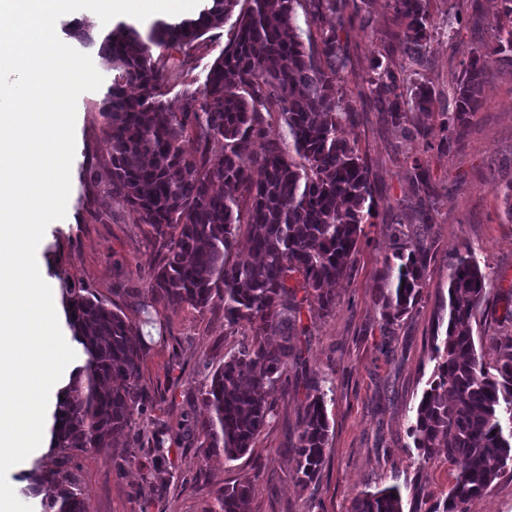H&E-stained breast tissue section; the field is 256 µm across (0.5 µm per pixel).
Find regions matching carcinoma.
<instances>
[{"label":"carcinoma","instance_id":"cac0c4a2","mask_svg":"<svg viewBox=\"0 0 512 512\" xmlns=\"http://www.w3.org/2000/svg\"><path fill=\"white\" fill-rule=\"evenodd\" d=\"M240 0H207L195 18L158 22L147 35L120 24L102 39L98 54L120 68L102 99V134L110 145V193L124 199L137 224L154 234L159 261L148 288L155 303L224 311L228 327H246L249 339L224 363H203L199 401L208 417L192 440L202 461L218 450L235 460L245 455L274 415L273 394L287 388L301 359L297 343L304 303L314 300L327 314L335 305L331 286L348 276L361 225L372 217L371 172L358 149L341 136L355 117L354 101L336 87L350 59L340 32L351 0H249L231 25L224 52L202 87L172 107L164 87L182 81L193 50L211 28L229 19ZM402 34L399 50L413 66L425 63L431 38L427 0H389ZM448 10L443 37L460 52L463 3ZM334 15L338 24L322 20ZM493 42L472 46L460 70L448 78V148L461 139L479 106L486 77L512 63V0L489 21ZM140 94L130 97L126 86ZM368 89L380 110L408 135L406 112H430L437 94L420 82L401 92V78L375 60ZM279 113L288 139L264 135L265 114ZM195 151L185 152L187 139ZM259 149H252L256 140ZM214 140L224 156H208ZM421 192L415 227L393 228L397 276L391 267L378 278V301L388 324L405 315L420 294L432 260L429 237L435 189L424 164L412 160ZM258 172L259 178L253 177ZM247 202L241 213L240 201ZM253 263L230 260L241 223ZM490 267L467 250L451 264L448 322L434 345L433 376L408 434L424 458L445 453L455 481L441 504L425 512H470L502 474L512 472V341L499 346L493 364L478 354L469 322L485 303ZM73 339L87 355L82 377L61 392L54 413L52 448L31 475L55 494L45 512H90L89 498L64 460L88 449L106 450L129 435L136 416L154 408L156 395L140 383L144 352L132 337L139 326L111 302L80 288L65 295ZM326 393L307 395L296 440L289 448L297 479L308 485L327 456ZM178 438L163 428L142 434L134 445L147 455ZM251 484L241 481L216 491L210 512H247ZM353 512H404L398 487L362 493Z\"/></svg>","mask_w":512,"mask_h":512}]
</instances>
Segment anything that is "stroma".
I'll list each match as a JSON object with an SVG mask.
<instances>
[{
  "instance_id": "obj_1",
  "label": "stroma",
  "mask_w": 512,
  "mask_h": 512,
  "mask_svg": "<svg viewBox=\"0 0 512 512\" xmlns=\"http://www.w3.org/2000/svg\"><path fill=\"white\" fill-rule=\"evenodd\" d=\"M358 8L359 18L341 34L354 68L339 86L356 104L355 120L343 125L342 135L368 162L374 209L350 275L334 288L335 308L327 315L315 311L304 316L302 359L290 373L287 396L277 397L276 414L250 453L228 460L217 452L204 462L188 441L161 458L145 456L124 442L106 451L88 450L69 465L92 512H210L219 487L244 480L253 486L251 512H352L361 492L393 484L401 489L406 512H412L415 492L433 502L447 496L453 466L441 456L422 459L408 427L433 374L432 336L448 300V275L457 252L471 250L495 274L488 300L472 322L485 361L493 362L498 344L512 339V323L504 319L512 293V210L499 191L512 180V65L492 71L461 145L444 151L448 131L441 110L408 113V127L425 131L412 138L387 121L368 95L374 57L395 69L403 68L404 60L387 0H360ZM76 23L97 40L107 34V26L90 23L87 11L79 10L62 16L56 33L72 48L85 49L104 80L115 78L95 47H83L70 36ZM227 32L223 24L206 33L187 80L166 89L171 104L180 105L187 93L202 86L224 50ZM457 64L447 40L435 35L424 67L406 79L425 81L444 93ZM102 98L96 90L77 101L66 215L48 225L36 260L56 298H63L66 289L86 288L136 321L140 303L150 298L147 284L159 256L149 226L133 223L125 201L107 193L110 145L100 130ZM415 157L424 162L436 190L433 258L415 307L387 326L375 298L377 275L394 253L393 224L415 218ZM153 319L142 328L140 381L157 396L155 418L179 434L206 417L197 399L202 362L222 364L240 347L245 331L225 327L221 311L185 304L158 306ZM315 383L326 392L328 453L316 481L304 486L287 447L297 434L307 389ZM156 471L165 486L150 495L146 482Z\"/></svg>"
}]
</instances>
